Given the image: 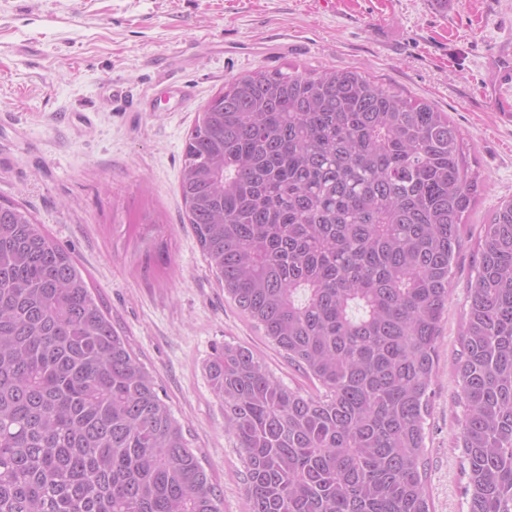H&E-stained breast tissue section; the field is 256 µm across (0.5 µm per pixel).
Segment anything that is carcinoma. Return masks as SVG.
Masks as SVG:
<instances>
[{"instance_id":"carcinoma-1","label":"carcinoma","mask_w":512,"mask_h":512,"mask_svg":"<svg viewBox=\"0 0 512 512\" xmlns=\"http://www.w3.org/2000/svg\"><path fill=\"white\" fill-rule=\"evenodd\" d=\"M443 112L344 70L227 80L179 189L237 309L318 393L243 345L206 364L246 512H430L425 424L482 179ZM459 338L468 512H512V199L479 241ZM153 375L75 259L0 199V512H221Z\"/></svg>"}]
</instances>
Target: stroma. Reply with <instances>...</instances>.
<instances>
[{
    "label": "stroma",
    "mask_w": 512,
    "mask_h": 512,
    "mask_svg": "<svg viewBox=\"0 0 512 512\" xmlns=\"http://www.w3.org/2000/svg\"><path fill=\"white\" fill-rule=\"evenodd\" d=\"M512 42V0H0V197L70 251L129 336L224 500L244 512L245 467L206 377L215 349L249 347L284 385L311 380L224 296L185 216L183 147L225 80L347 69L426 101L475 148L483 224L512 196V121L485 93ZM159 215L141 223L143 213ZM476 274L452 264L425 475L432 512H467L453 364Z\"/></svg>",
    "instance_id": "1"
}]
</instances>
